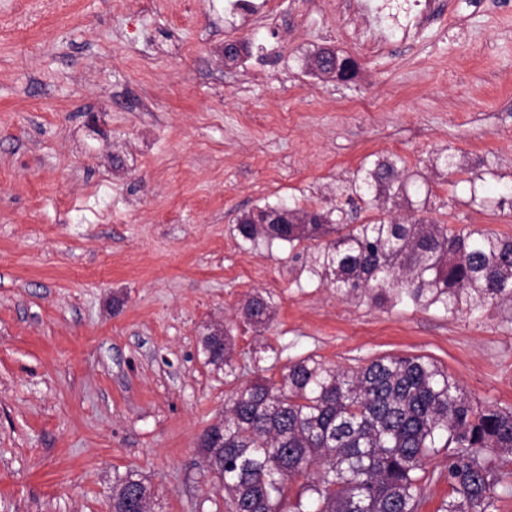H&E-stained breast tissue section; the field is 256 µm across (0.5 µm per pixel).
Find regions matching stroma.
Here are the masks:
<instances>
[{"label":"stroma","mask_w":512,"mask_h":512,"mask_svg":"<svg viewBox=\"0 0 512 512\" xmlns=\"http://www.w3.org/2000/svg\"><path fill=\"white\" fill-rule=\"evenodd\" d=\"M250 2L0 0V512H110L130 469L155 512H227L202 433L236 381L308 356H422L512 408L506 310L377 308L236 232L267 203L334 206L397 155L431 192L393 216L512 234V0H442L389 37L342 0ZM325 47L355 79L310 72ZM257 290L260 334L239 311ZM216 322L237 378L200 351ZM245 322L255 332L261 333L267 327L273 313L272 297L260 291L249 294L240 307Z\"/></svg>","instance_id":"1"}]
</instances>
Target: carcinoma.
Instances as JSON below:
<instances>
[{
	"label": "carcinoma",
	"mask_w": 512,
	"mask_h": 512,
	"mask_svg": "<svg viewBox=\"0 0 512 512\" xmlns=\"http://www.w3.org/2000/svg\"><path fill=\"white\" fill-rule=\"evenodd\" d=\"M417 181L399 156L378 158L336 194L371 208L409 199ZM337 207L308 211L265 204L238 219L245 243L295 249L312 241L303 267L346 298L409 305L449 316L487 304L512 312V235L456 230L421 219L353 224ZM260 333L272 297L256 291L240 307ZM206 363L235 375L232 329L204 335ZM207 467L224 485L228 512H420L426 461L448 450L449 496L438 512H498L509 494L512 409L474 407L459 382L422 356H383L336 368L309 356L279 380L237 385L224 418L200 438ZM304 478L295 498L286 482ZM151 488L133 471L115 478L112 512H152Z\"/></svg>",
	"instance_id": "obj_1"
}]
</instances>
